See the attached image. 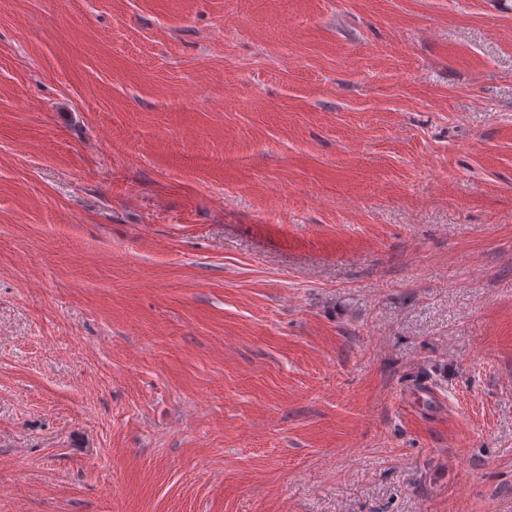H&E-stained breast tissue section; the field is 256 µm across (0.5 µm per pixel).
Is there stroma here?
I'll list each match as a JSON object with an SVG mask.
<instances>
[{"instance_id": "1", "label": "stroma", "mask_w": 512, "mask_h": 512, "mask_svg": "<svg viewBox=\"0 0 512 512\" xmlns=\"http://www.w3.org/2000/svg\"><path fill=\"white\" fill-rule=\"evenodd\" d=\"M0 512H512V0H0Z\"/></svg>"}]
</instances>
